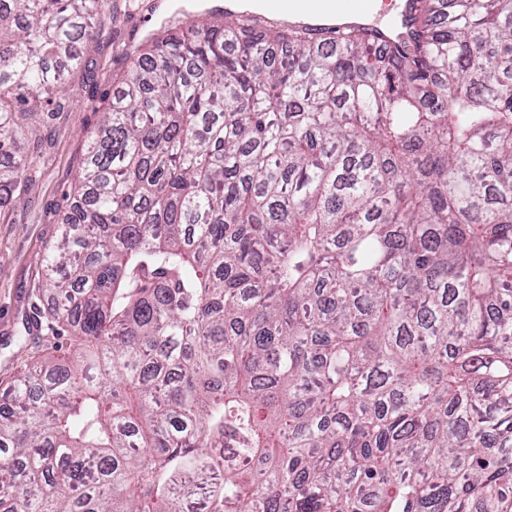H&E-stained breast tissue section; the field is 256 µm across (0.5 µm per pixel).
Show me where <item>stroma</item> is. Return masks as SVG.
<instances>
[{
    "label": "stroma",
    "instance_id": "obj_1",
    "mask_svg": "<svg viewBox=\"0 0 512 512\" xmlns=\"http://www.w3.org/2000/svg\"><path fill=\"white\" fill-rule=\"evenodd\" d=\"M215 0H109L92 41L65 87L64 109L41 125L36 181L0 215V382L44 346L25 333L38 273L78 179L85 148L107 112L116 82L153 37L169 27L221 21Z\"/></svg>",
    "mask_w": 512,
    "mask_h": 512
}]
</instances>
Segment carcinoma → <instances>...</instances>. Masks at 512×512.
<instances>
[{"mask_svg": "<svg viewBox=\"0 0 512 512\" xmlns=\"http://www.w3.org/2000/svg\"><path fill=\"white\" fill-rule=\"evenodd\" d=\"M109 0H0V211ZM152 43L0 394V512H512V0L410 44Z\"/></svg>", "mask_w": 512, "mask_h": 512, "instance_id": "obj_1", "label": "carcinoma"}]
</instances>
